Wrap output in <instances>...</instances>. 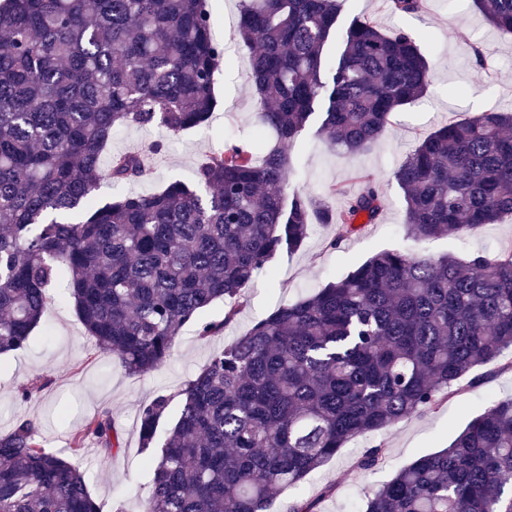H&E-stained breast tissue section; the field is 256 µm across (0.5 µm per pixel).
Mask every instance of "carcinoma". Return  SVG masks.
Wrapping results in <instances>:
<instances>
[{"instance_id":"carcinoma-1","label":"carcinoma","mask_w":512,"mask_h":512,"mask_svg":"<svg viewBox=\"0 0 512 512\" xmlns=\"http://www.w3.org/2000/svg\"><path fill=\"white\" fill-rule=\"evenodd\" d=\"M344 0H242L238 34L250 50L261 124L279 145L231 140L195 171L153 194L102 204L103 180L147 176L143 155L102 167L122 127L176 135L207 123L224 47L209 0H5L0 5V355L27 349L52 301L68 300L97 350L133 373L173 353L183 328L224 333L241 292L316 224L329 248L381 216L378 179L340 212L287 193V146L315 106L318 133L349 154L366 150L392 115L422 96L429 67L415 37L355 17L338 58ZM512 33V0H474ZM415 14L424 0H386ZM407 237L464 234L512 216V113L482 112L425 137L395 171ZM224 300V318L203 312ZM512 350V253H375L318 292L279 307L211 356L172 397L141 405L152 469L147 512H270L356 438L433 411L476 386L478 367ZM93 438L121 448L112 413H97L67 452L44 447L38 423L13 417L0 435V512H101L71 461ZM381 443L358 460L365 471ZM363 512H512V398L474 417L448 444L401 468Z\"/></svg>"}]
</instances>
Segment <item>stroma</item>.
<instances>
[{
    "instance_id": "35a3bbf8",
    "label": "stroma",
    "mask_w": 512,
    "mask_h": 512,
    "mask_svg": "<svg viewBox=\"0 0 512 512\" xmlns=\"http://www.w3.org/2000/svg\"><path fill=\"white\" fill-rule=\"evenodd\" d=\"M210 8L224 47L215 74L218 108L205 125L167 138L164 152L150 157L147 177L119 186L103 181L98 199L149 194L175 181L191 182L196 168L234 136L250 138L259 131L265 142H275L272 131L260 128L249 51L236 36L239 0H210ZM355 17L374 22L388 34H414L429 63L430 85L422 98L395 113L378 142L357 154L345 153L318 135L320 120L312 118L291 147L297 170L289 188L323 198L331 209L340 210L345 198L328 194V186L342 184L354 192L359 188L357 174L372 173L383 204L378 223L365 225L335 250L328 246L334 226L315 225L300 250L276 256L272 273L257 274L244 291L239 315L222 335L202 340L192 327H185L172 356L150 371L129 372L117 358L97 351L68 303H51L26 351L0 356V435L9 431L14 415L24 414L39 423L47 448L62 451L88 418L100 409L111 410L122 440L119 451L105 455L90 442L75 459L103 512L146 508L150 470L140 447V405L161 394H177L214 352L279 306L314 294L382 250L406 248L427 257L453 254L462 259L512 252L511 217L466 236L422 243L407 239L403 193L393 177L412 150L442 125L481 112L512 111V34L490 25L474 0H426L425 9L416 14L392 12L385 0H345L338 31H345ZM478 374L477 388L439 409L349 442L301 486L282 492L272 512H287L289 504L300 499L317 500L318 512H357L366 496L399 469L448 445L492 401L512 397V371L489 365L479 368ZM38 375L48 379V386L30 400H21L20 391ZM379 443L386 448L384 462L370 471L357 469V460Z\"/></svg>"
}]
</instances>
